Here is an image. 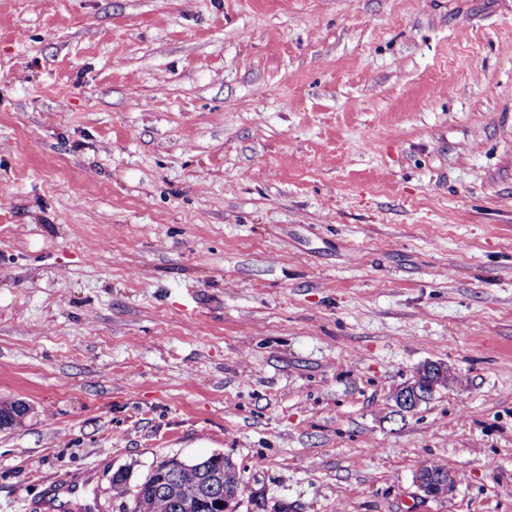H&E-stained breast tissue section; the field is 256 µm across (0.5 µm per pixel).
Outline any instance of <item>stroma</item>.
I'll use <instances>...</instances> for the list:
<instances>
[{"mask_svg":"<svg viewBox=\"0 0 512 512\" xmlns=\"http://www.w3.org/2000/svg\"><path fill=\"white\" fill-rule=\"evenodd\" d=\"M17 400L0 512H512V0H0ZM455 376L439 363H428L420 368L414 379L394 394L400 412H412L431 399L438 386L454 382ZM210 474L219 475L217 492L213 496L220 494V499L224 498V512H233L232 502L236 495L230 496L227 493L238 494L240 476L235 464L221 455H212L193 464H186L177 457H170L159 462L141 483L132 487L128 485L126 476L117 473L112 477V490L115 498L123 499L120 508L124 512H133L126 511V499L130 501L129 506H132L135 497H138L147 511L151 512H222L216 511L219 510L218 505L209 499L211 495L208 494L198 499L192 497L190 510L186 511L179 507L181 495L187 498L203 482V478ZM161 475L165 477L164 485L167 490H160L161 486H157ZM423 469L430 470L432 472H440L445 470L444 467L434 463L427 462L422 465ZM421 467L416 471L414 475V481L416 485L428 496H435L442 498L445 494V489L448 487V496L454 491L458 482L457 476L450 471H442L439 474H429Z\"/></svg>","mask_w":512,"mask_h":512,"instance_id":"obj_1","label":"stroma"}]
</instances>
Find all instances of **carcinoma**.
I'll use <instances>...</instances> for the list:
<instances>
[{"instance_id": "cac0c4a2", "label": "carcinoma", "mask_w": 512, "mask_h": 512, "mask_svg": "<svg viewBox=\"0 0 512 512\" xmlns=\"http://www.w3.org/2000/svg\"><path fill=\"white\" fill-rule=\"evenodd\" d=\"M219 475L217 493L235 494L240 490V476L235 464L221 455H212L193 464L175 457L159 462L145 479L129 486L126 476L112 477L114 496L121 499L120 508L135 498L142 501L149 512H216L218 505L205 494L190 499V510L179 507L180 497L188 496L208 475Z\"/></svg>"}]
</instances>
